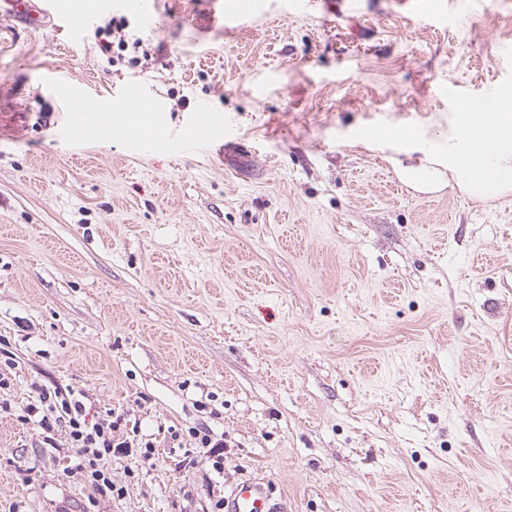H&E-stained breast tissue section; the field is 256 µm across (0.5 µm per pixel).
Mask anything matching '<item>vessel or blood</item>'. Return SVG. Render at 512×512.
I'll return each instance as SVG.
<instances>
[{"instance_id": "b4317fda", "label": "vessel or blood", "mask_w": 512, "mask_h": 512, "mask_svg": "<svg viewBox=\"0 0 512 512\" xmlns=\"http://www.w3.org/2000/svg\"><path fill=\"white\" fill-rule=\"evenodd\" d=\"M209 8L214 22L233 29L249 21L250 16L243 11L238 0H209ZM93 15L80 7L60 11L57 0H0V35L14 32L17 28L42 30L63 28L70 38H77L90 24ZM67 126L73 128L77 139L83 143L98 140L99 135L90 122L83 118L88 109L85 95L78 90H70L65 97ZM216 124L211 109L198 105L195 112L182 128L179 138L187 148H194L207 142V135ZM226 512H274L271 496L260 484L245 482L235 487L225 499Z\"/></svg>"}]
</instances>
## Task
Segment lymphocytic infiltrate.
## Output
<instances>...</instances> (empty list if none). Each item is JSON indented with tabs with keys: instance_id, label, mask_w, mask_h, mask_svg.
I'll return each instance as SVG.
<instances>
[{
	"instance_id": "1",
	"label": "lymphocytic infiltrate",
	"mask_w": 512,
	"mask_h": 512,
	"mask_svg": "<svg viewBox=\"0 0 512 512\" xmlns=\"http://www.w3.org/2000/svg\"><path fill=\"white\" fill-rule=\"evenodd\" d=\"M37 403L22 409L23 420L38 417L42 442L64 458L74 460L73 471L82 476L97 493L122 496L112 482L109 461L131 455L134 449L152 450L154 443L141 439L126 413L110 412L98 421H89L82 400L60 388L37 387Z\"/></svg>"
}]
</instances>
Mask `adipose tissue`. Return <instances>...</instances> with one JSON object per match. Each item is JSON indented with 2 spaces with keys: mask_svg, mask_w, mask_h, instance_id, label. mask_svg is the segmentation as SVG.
<instances>
[{
  "mask_svg": "<svg viewBox=\"0 0 512 512\" xmlns=\"http://www.w3.org/2000/svg\"><path fill=\"white\" fill-rule=\"evenodd\" d=\"M420 164L402 166L407 183L432 188L446 178L457 179L462 190L485 198L512 188V96H500L493 111L474 112L454 123L444 148L415 145Z\"/></svg>",
  "mask_w": 512,
  "mask_h": 512,
  "instance_id": "adipose-tissue-1",
  "label": "adipose tissue"
}]
</instances>
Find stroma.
I'll list each match as a JSON object with an SVG mask.
<instances>
[{
    "label": "stroma",
    "instance_id": "stroma-1",
    "mask_svg": "<svg viewBox=\"0 0 512 512\" xmlns=\"http://www.w3.org/2000/svg\"><path fill=\"white\" fill-rule=\"evenodd\" d=\"M264 2L231 33L145 0L111 52L107 11L75 47L37 30L0 50L7 111L39 115L0 142V512H214L248 479L288 512H512V191L397 175L405 139L447 141L449 90L512 94V0H434L431 23L405 0ZM50 72L107 113L138 84L167 129L207 103L217 148L79 144ZM39 385L156 442L113 458L122 497L17 419ZM201 428L223 470L183 466Z\"/></svg>",
    "mask_w": 512,
    "mask_h": 512
}]
</instances>
